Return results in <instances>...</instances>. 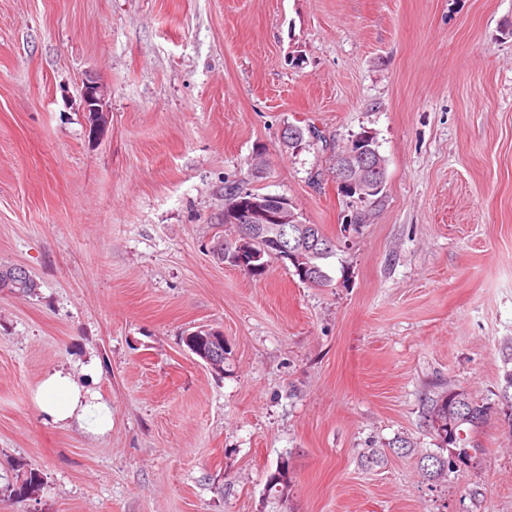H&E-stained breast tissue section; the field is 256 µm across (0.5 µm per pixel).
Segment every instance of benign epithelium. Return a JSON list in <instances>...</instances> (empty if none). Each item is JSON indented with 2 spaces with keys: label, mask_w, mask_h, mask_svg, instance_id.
<instances>
[{
  "label": "benign epithelium",
  "mask_w": 512,
  "mask_h": 512,
  "mask_svg": "<svg viewBox=\"0 0 512 512\" xmlns=\"http://www.w3.org/2000/svg\"><path fill=\"white\" fill-rule=\"evenodd\" d=\"M102 85L88 79L81 89L82 105L89 114L91 121H96L102 116L101 106ZM335 170L336 183L340 188L359 194L362 198L378 194L384 185L386 164L381 154L371 147L362 145L349 146L345 152L337 153ZM224 223L237 227L244 225L246 229L239 232L235 250L229 258L231 265L246 266L247 262L254 261L266 255L283 264L285 259H304L307 253L306 247L290 253L285 250L276 234L278 224H300L298 217L287 200H282L276 195H264L256 197L248 189L241 192L224 206ZM264 240V254L257 255L251 248V243L256 238ZM190 336H201L211 340L214 347L210 351L193 347L190 353L201 359L208 368L213 371L224 369L226 354L223 348L228 346L222 331L200 325L195 330L188 332Z\"/></svg>",
  "instance_id": "7a95c632"
}]
</instances>
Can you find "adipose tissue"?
Returning <instances> with one entry per match:
<instances>
[{"mask_svg": "<svg viewBox=\"0 0 512 512\" xmlns=\"http://www.w3.org/2000/svg\"><path fill=\"white\" fill-rule=\"evenodd\" d=\"M34 402L45 418L56 424L75 422L101 434L111 426L110 407L63 368L46 374L35 392Z\"/></svg>", "mask_w": 512, "mask_h": 512, "instance_id": "adipose-tissue-1", "label": "adipose tissue"}]
</instances>
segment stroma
<instances>
[{"instance_id": "obj_1", "label": "stroma", "mask_w": 512, "mask_h": 512, "mask_svg": "<svg viewBox=\"0 0 512 512\" xmlns=\"http://www.w3.org/2000/svg\"><path fill=\"white\" fill-rule=\"evenodd\" d=\"M290 126L369 132L383 190L342 193ZM229 180L335 239L328 287L218 259ZM0 263L38 284L0 291V512H512L502 414L419 469L426 396L495 402L512 336V0H0ZM91 362L109 431L46 422V373ZM19 465L37 500L6 491ZM101 88L102 85L93 79H88L81 89L82 105L85 112L89 114L92 123L97 122V118L102 116L101 106ZM194 328L196 329L188 332L186 336H202L205 339L208 338L213 342L214 347L212 346L210 351L207 352L201 348L193 346V348H190V353L201 359L212 371L224 370V364L229 358V353L224 354L226 352H223L221 346H223V348H230V346L224 338L222 331L210 328L206 325H200Z\"/></svg>"}]
</instances>
